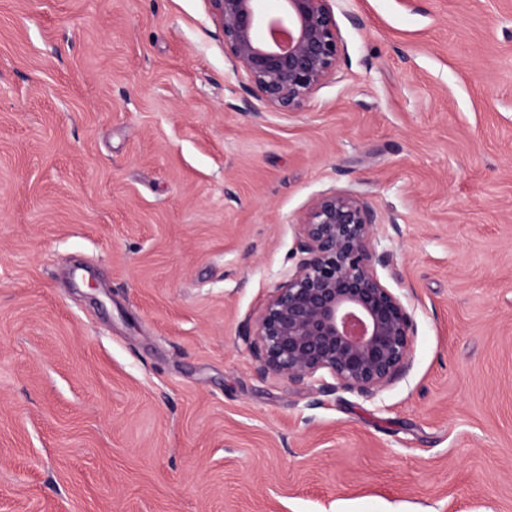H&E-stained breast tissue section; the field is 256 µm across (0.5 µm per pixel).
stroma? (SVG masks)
Instances as JSON below:
<instances>
[{
  "instance_id": "obj_1",
  "label": "stroma",
  "mask_w": 512,
  "mask_h": 512,
  "mask_svg": "<svg viewBox=\"0 0 512 512\" xmlns=\"http://www.w3.org/2000/svg\"><path fill=\"white\" fill-rule=\"evenodd\" d=\"M333 8L277 112L209 0H0V512H512V0ZM334 190L416 327L368 398L243 338Z\"/></svg>"
}]
</instances>
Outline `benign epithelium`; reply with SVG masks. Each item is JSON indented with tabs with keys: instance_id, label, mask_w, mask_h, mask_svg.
Listing matches in <instances>:
<instances>
[{
	"instance_id": "obj_1",
	"label": "benign epithelium",
	"mask_w": 512,
	"mask_h": 512,
	"mask_svg": "<svg viewBox=\"0 0 512 512\" xmlns=\"http://www.w3.org/2000/svg\"><path fill=\"white\" fill-rule=\"evenodd\" d=\"M209 2L232 70L245 72L269 108L301 110L336 73L333 0H280L279 15L270 18L258 0ZM262 25L267 35L260 39ZM376 226L375 211L358 195L334 191L311 202L295 271L244 329L260 375L307 384L320 395L341 389L371 397L406 373L414 321L375 272L390 265V253L377 251Z\"/></svg>"
}]
</instances>
